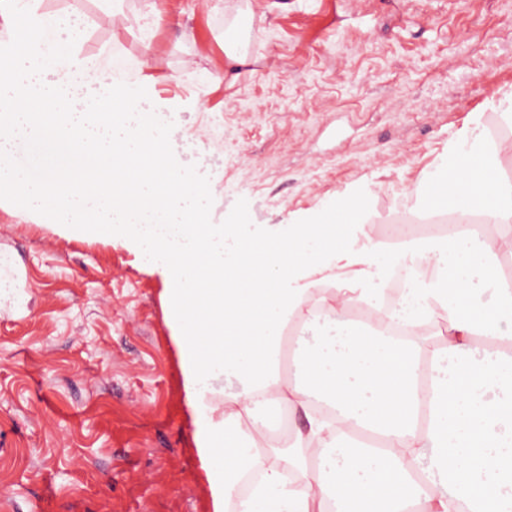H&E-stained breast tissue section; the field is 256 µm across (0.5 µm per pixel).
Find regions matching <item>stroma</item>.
I'll use <instances>...</instances> for the list:
<instances>
[{
    "label": "stroma",
    "mask_w": 512,
    "mask_h": 512,
    "mask_svg": "<svg viewBox=\"0 0 512 512\" xmlns=\"http://www.w3.org/2000/svg\"><path fill=\"white\" fill-rule=\"evenodd\" d=\"M85 0L64 45L117 58L178 124L169 151L227 224L350 197L382 237L468 127L512 146V0ZM247 29L233 62L226 34ZM148 68H139L141 58ZM163 284L135 255L0 207V512H212Z\"/></svg>",
    "instance_id": "obj_1"
}]
</instances>
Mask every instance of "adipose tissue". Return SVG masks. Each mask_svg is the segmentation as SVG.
I'll list each match as a JSON object with an SVG mask.
<instances>
[{
    "instance_id": "1",
    "label": "adipose tissue",
    "mask_w": 512,
    "mask_h": 512,
    "mask_svg": "<svg viewBox=\"0 0 512 512\" xmlns=\"http://www.w3.org/2000/svg\"><path fill=\"white\" fill-rule=\"evenodd\" d=\"M39 4L0 0V18L27 28L0 30V198L160 278L212 512H512V181L483 128L416 195L427 206L451 184L461 217L488 201L487 233L382 239L352 224L336 242L327 212L269 230L216 223L207 186L168 151L158 100L60 51ZM401 260L419 273L388 317L446 321L441 342L393 346L371 325ZM313 323L312 339L285 334ZM287 412L304 424L282 448L271 429Z\"/></svg>"
}]
</instances>
